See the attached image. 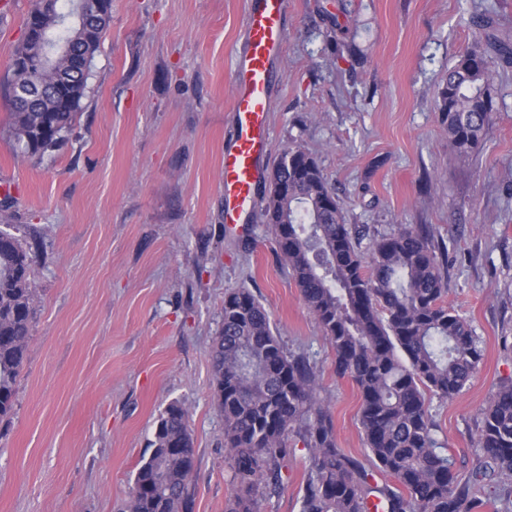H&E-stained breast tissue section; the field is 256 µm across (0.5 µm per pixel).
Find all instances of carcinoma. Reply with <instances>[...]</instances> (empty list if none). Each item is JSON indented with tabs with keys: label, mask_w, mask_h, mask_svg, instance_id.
I'll list each match as a JSON object with an SVG mask.
<instances>
[{
	"label": "carcinoma",
	"mask_w": 512,
	"mask_h": 512,
	"mask_svg": "<svg viewBox=\"0 0 512 512\" xmlns=\"http://www.w3.org/2000/svg\"><path fill=\"white\" fill-rule=\"evenodd\" d=\"M32 0L52 46L42 70L15 65L30 51L16 46L0 95L9 134L22 156L56 150L75 123L90 68L71 74L70 51L89 59L110 18L84 2ZM512 36L485 34L448 69L440 98L448 147L458 158L478 153L494 118L490 86ZM263 198L276 255L288 264L301 297L331 342L336 376L357 386L366 450L373 469L337 446L320 383L304 354L284 349L265 306L247 288L224 294V326L210 358L214 398L224 415L225 459L232 471L227 512H260L259 501L283 485L296 444L309 453L300 512H484L495 488L512 487V380L483 411L480 465L459 479L436 434L431 399L451 400L470 383L484 356L472 324L448 306L445 255L427 226L401 225L362 245L365 230L345 224L343 208L316 158L301 145L283 152ZM292 187L285 196L278 182ZM32 259L16 234L0 230V419L15 404L33 316ZM188 411L178 402L160 413L149 457L140 461L123 512H192L195 469ZM393 484H378L373 470Z\"/></svg>",
	"instance_id": "carcinoma-1"
}]
</instances>
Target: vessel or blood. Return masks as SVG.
<instances>
[{
	"instance_id": "1",
	"label": "vessel or blood",
	"mask_w": 512,
	"mask_h": 512,
	"mask_svg": "<svg viewBox=\"0 0 512 512\" xmlns=\"http://www.w3.org/2000/svg\"><path fill=\"white\" fill-rule=\"evenodd\" d=\"M288 0H247L246 49L233 79L232 145L224 152V221L243 223L269 154L268 113L275 63L283 53Z\"/></svg>"
}]
</instances>
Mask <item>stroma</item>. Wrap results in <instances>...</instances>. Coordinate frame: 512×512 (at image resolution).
I'll return each mask as SVG.
<instances>
[{"label": "stroma", "instance_id": "obj_1", "mask_svg": "<svg viewBox=\"0 0 512 512\" xmlns=\"http://www.w3.org/2000/svg\"><path fill=\"white\" fill-rule=\"evenodd\" d=\"M247 0H112L81 107L60 147L19 156L0 102V228L30 247L27 361L0 420V512H122L159 414L189 413L193 512H226L232 472L211 385L224 294L249 289L284 347L305 354L337 444L365 459L356 385L305 305L268 225L224 227V148ZM30 0H0V74ZM512 32V0H288L269 114L271 155L304 146L349 226L425 224L448 251L447 301L485 344L469 385L432 400L460 477L480 462V410L512 379V64L491 87L477 157L448 148L440 91L480 35ZM309 465L288 459L261 512H299Z\"/></svg>", "mask_w": 512, "mask_h": 512}]
</instances>
